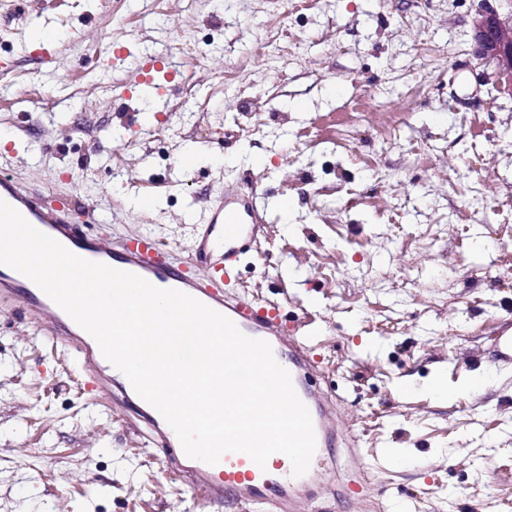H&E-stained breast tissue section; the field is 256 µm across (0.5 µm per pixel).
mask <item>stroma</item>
Returning <instances> with one entry per match:
<instances>
[{"mask_svg": "<svg viewBox=\"0 0 512 512\" xmlns=\"http://www.w3.org/2000/svg\"><path fill=\"white\" fill-rule=\"evenodd\" d=\"M478 0H7L0 170L85 233L190 250V210L257 194L234 293L317 317L346 465L321 512H512V95L471 54ZM56 35L52 58L30 44ZM129 50L113 63L111 45ZM172 71L122 99L144 58ZM42 96H28L30 86ZM200 147L185 158L187 145ZM484 370L492 384L464 394ZM440 380L437 401L424 387ZM134 408L0 297V512H246L193 496Z\"/></svg>", "mask_w": 512, "mask_h": 512, "instance_id": "35a3bbf8", "label": "stroma"}]
</instances>
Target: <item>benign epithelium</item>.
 <instances>
[{"instance_id":"obj_1","label":"benign epithelium","mask_w":512,"mask_h":512,"mask_svg":"<svg viewBox=\"0 0 512 512\" xmlns=\"http://www.w3.org/2000/svg\"><path fill=\"white\" fill-rule=\"evenodd\" d=\"M497 2L480 0L472 16L473 53L495 68L500 90L512 95V0Z\"/></svg>"}]
</instances>
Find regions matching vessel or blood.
<instances>
[{
	"label": "vessel or blood",
	"instance_id": "b4317fda",
	"mask_svg": "<svg viewBox=\"0 0 512 512\" xmlns=\"http://www.w3.org/2000/svg\"><path fill=\"white\" fill-rule=\"evenodd\" d=\"M44 197V191L21 184L9 172H0V200L72 253L137 274L157 287L188 294L227 316L245 335L267 341L307 406L314 424L316 451L308 472L300 477L293 476L289 459L280 453L272 455L263 467L243 453L224 454L215 465L187 458L172 427L158 426L157 410H141V417L152 428L154 444L186 460L192 491L209 499L234 498L253 512H313V486L335 479L337 465L327 461L324 451L335 444L341 432L339 410L329 394L310 385L314 367L309 355V335L284 326L276 305L258 307L227 291L236 277L240 254L247 242L257 239L261 228L256 201L235 189H225L223 203L203 218L195 248L176 263L147 235L132 243L116 244L87 235L74 223L71 213L62 208H47ZM0 294L21 296L27 311L54 322L74 358L82 364L90 384L102 388L105 359L97 342L83 338L82 328L33 281L16 271L0 270Z\"/></svg>",
	"mask_w": 512,
	"mask_h": 512
}]
</instances>
